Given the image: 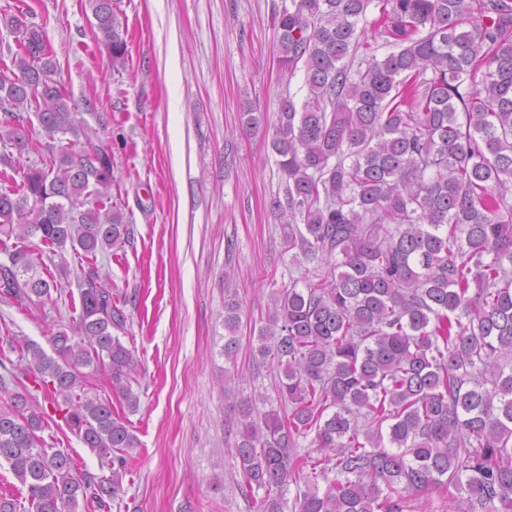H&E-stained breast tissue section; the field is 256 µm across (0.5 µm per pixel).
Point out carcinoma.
<instances>
[{"mask_svg":"<svg viewBox=\"0 0 512 512\" xmlns=\"http://www.w3.org/2000/svg\"><path fill=\"white\" fill-rule=\"evenodd\" d=\"M109 65L125 69L117 0H89ZM395 48L362 40L370 7ZM17 34L0 63V301L41 308L66 288L43 278L44 248L87 262L80 311L50 338L0 359V461L34 512H111L139 447L112 400L77 394L108 371L133 413L138 361L125 301L101 284L97 255L124 248L112 203V154L77 122L41 26L6 14ZM283 74L304 70L301 104L284 99L270 146L285 181L275 206L288 249L321 271L270 294L257 347L281 405L238 398L239 495L252 512H512V0H291L274 12ZM481 80H476L477 72ZM59 142L22 132L25 114ZM37 160L21 164L24 156ZM237 293H224V357L235 361ZM112 478L43 447L46 412L28 384ZM309 440L299 450V440ZM325 483L320 488L319 482ZM297 489L292 502L285 493Z\"/></svg>","mask_w":512,"mask_h":512,"instance_id":"1","label":"carcinoma"}]
</instances>
